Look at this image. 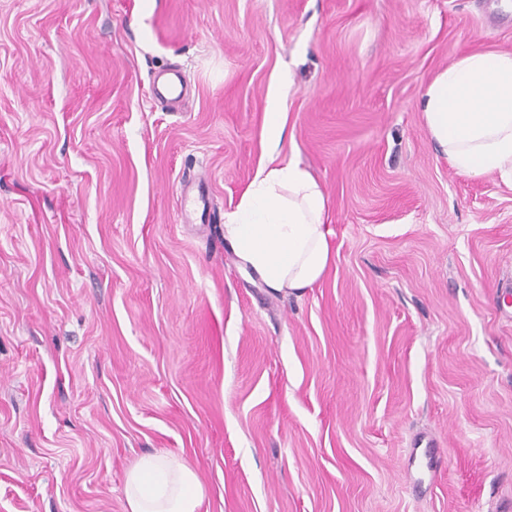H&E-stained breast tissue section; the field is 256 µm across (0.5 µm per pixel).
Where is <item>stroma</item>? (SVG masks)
<instances>
[{
    "mask_svg": "<svg viewBox=\"0 0 512 512\" xmlns=\"http://www.w3.org/2000/svg\"><path fill=\"white\" fill-rule=\"evenodd\" d=\"M477 50L512 52L500 0H0V512H126L148 453L201 512L512 505V182L421 112ZM274 95L332 231L299 296L224 236ZM198 172L213 221L177 223ZM151 91L155 99H165L176 104L187 95V86L180 71L171 69L155 78Z\"/></svg>",
    "mask_w": 512,
    "mask_h": 512,
    "instance_id": "35a3bbf8",
    "label": "stroma"
}]
</instances>
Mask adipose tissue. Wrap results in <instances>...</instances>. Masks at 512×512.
I'll use <instances>...</instances> for the list:
<instances>
[{"instance_id": "obj_1", "label": "adipose tissue", "mask_w": 512, "mask_h": 512, "mask_svg": "<svg viewBox=\"0 0 512 512\" xmlns=\"http://www.w3.org/2000/svg\"><path fill=\"white\" fill-rule=\"evenodd\" d=\"M421 112L453 169L512 181V52H473L439 71L423 91ZM326 209L306 169L262 163L224 232L270 291L298 294L332 260ZM205 498L195 468L169 455L142 457L125 475L126 512H200Z\"/></svg>"}]
</instances>
